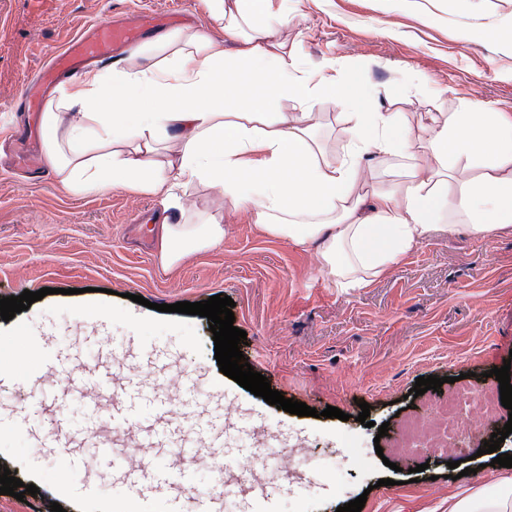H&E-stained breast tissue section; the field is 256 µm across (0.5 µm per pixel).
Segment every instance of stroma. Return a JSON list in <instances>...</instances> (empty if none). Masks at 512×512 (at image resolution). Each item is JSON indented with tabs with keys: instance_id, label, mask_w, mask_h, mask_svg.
<instances>
[{
	"instance_id": "obj_1",
	"label": "stroma",
	"mask_w": 512,
	"mask_h": 512,
	"mask_svg": "<svg viewBox=\"0 0 512 512\" xmlns=\"http://www.w3.org/2000/svg\"><path fill=\"white\" fill-rule=\"evenodd\" d=\"M179 10L236 58L237 43L205 19L200 0H0V151L29 159L27 170H0V299L50 290L0 319V341L15 343L17 366L40 367L34 383L0 378V466L38 489L25 503L0 495V512H42L51 502L64 512H163L175 484L133 504L114 491L175 450L153 439L158 417L148 410L134 427L107 429L105 416L132 378L165 380L182 441H194L196 422L207 419L221 425L225 447L252 448L257 428L275 425L282 439L325 457L327 472L307 485L286 492L272 480L222 512H336L362 495L361 512H448L459 485L494 484L499 471L481 448L512 412L498 408L472 434L462 455L474 473L457 481L446 454L381 460L376 427L396 433L447 397L443 388L408 400L420 377L497 387L490 370L512 358V227L487 238L432 237L368 287L345 291L319 273L311 252L238 215L220 245L166 272L150 225L130 224L131 214L159 209L160 197L119 186L73 192L37 165L30 145L13 141L19 97L58 47L99 21ZM287 15L288 47L304 68L334 56L347 85L368 79L375 93L362 111L464 112L476 95L483 111L512 114V43L486 34L512 25V0H288ZM213 295L234 300V325L247 333L244 360L272 389L319 412L337 407L346 420L267 404L220 372L208 318L159 309ZM187 367L196 405L184 417L176 400ZM91 397L101 398L104 418L80 410ZM363 401L368 427L357 420ZM105 445L107 459L97 453ZM73 456L84 467H70Z\"/></svg>"
}]
</instances>
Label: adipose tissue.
I'll use <instances>...</instances> for the list:
<instances>
[{"label":"adipose tissue","instance_id":"1","mask_svg":"<svg viewBox=\"0 0 512 512\" xmlns=\"http://www.w3.org/2000/svg\"><path fill=\"white\" fill-rule=\"evenodd\" d=\"M240 44L233 63L200 26L128 50L49 97L42 161L76 192L121 186L158 195L156 256L172 270L224 239L229 212L313 250L341 288L366 287L425 240L512 225V116L481 111L362 112L335 58L301 70L275 0H201ZM333 98L341 149L316 132ZM210 189L211 211L192 193ZM448 512H512V468L497 489L465 486Z\"/></svg>","mask_w":512,"mask_h":512}]
</instances>
